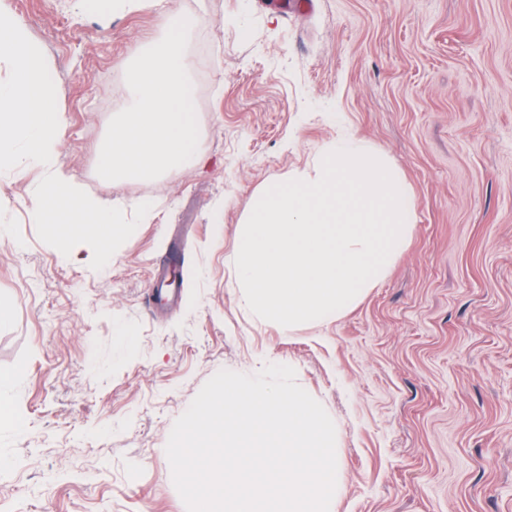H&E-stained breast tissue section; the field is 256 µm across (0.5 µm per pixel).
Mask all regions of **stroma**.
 I'll return each instance as SVG.
<instances>
[{
    "label": "stroma",
    "mask_w": 512,
    "mask_h": 512,
    "mask_svg": "<svg viewBox=\"0 0 512 512\" xmlns=\"http://www.w3.org/2000/svg\"><path fill=\"white\" fill-rule=\"evenodd\" d=\"M43 52L56 164L102 205L151 203L99 271L42 242L45 172H0V512H186L165 447L204 383L285 364L338 433L335 512H512V0H0ZM203 167L106 181L96 156L125 71L169 17ZM381 150L412 237L362 301L290 333L244 308L239 224L336 137ZM187 258L168 278L171 243Z\"/></svg>",
    "instance_id": "stroma-1"
}]
</instances>
